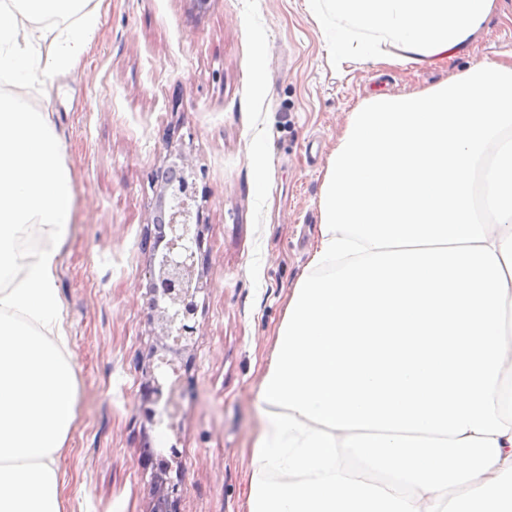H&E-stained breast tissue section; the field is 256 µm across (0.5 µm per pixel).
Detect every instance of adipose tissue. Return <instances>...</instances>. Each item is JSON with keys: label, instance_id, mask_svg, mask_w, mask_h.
<instances>
[{"label": "adipose tissue", "instance_id": "1", "mask_svg": "<svg viewBox=\"0 0 512 512\" xmlns=\"http://www.w3.org/2000/svg\"><path fill=\"white\" fill-rule=\"evenodd\" d=\"M103 0H0V512H63L73 182L24 88ZM337 71L447 67L496 0H306ZM257 392L247 512H512V59L350 113Z\"/></svg>", "mask_w": 512, "mask_h": 512}]
</instances>
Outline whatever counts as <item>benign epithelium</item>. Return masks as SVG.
<instances>
[{
	"label": "benign epithelium",
	"mask_w": 512,
	"mask_h": 512,
	"mask_svg": "<svg viewBox=\"0 0 512 512\" xmlns=\"http://www.w3.org/2000/svg\"><path fill=\"white\" fill-rule=\"evenodd\" d=\"M166 189L170 206L167 220L160 225L166 243L148 271L149 322L159 329L158 336L178 343L194 333L190 322L198 308L197 293L203 288L196 265L204 220L200 211L193 210L194 190L185 179L176 186L166 184ZM175 491V486H166V480H157L152 512H175Z\"/></svg>",
	"instance_id": "1"
}]
</instances>
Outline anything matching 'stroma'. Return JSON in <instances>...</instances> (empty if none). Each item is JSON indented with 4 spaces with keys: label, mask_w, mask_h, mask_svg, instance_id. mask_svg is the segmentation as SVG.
Listing matches in <instances>:
<instances>
[{
    "label": "stroma",
    "mask_w": 512,
    "mask_h": 512,
    "mask_svg": "<svg viewBox=\"0 0 512 512\" xmlns=\"http://www.w3.org/2000/svg\"><path fill=\"white\" fill-rule=\"evenodd\" d=\"M444 69L353 65L336 73L305 0H110L90 51L30 105L53 112L75 182L57 268L77 382L59 458L66 512H151L155 453L178 449L177 512H245L263 429L257 388L288 294L319 231L327 158L369 93L425 90L512 55V0ZM264 136L267 152L254 139ZM183 166L202 207L208 268L177 365V424L150 420L163 377L148 322L162 168Z\"/></svg>",
    "instance_id": "35a3bbf8"
}]
</instances>
